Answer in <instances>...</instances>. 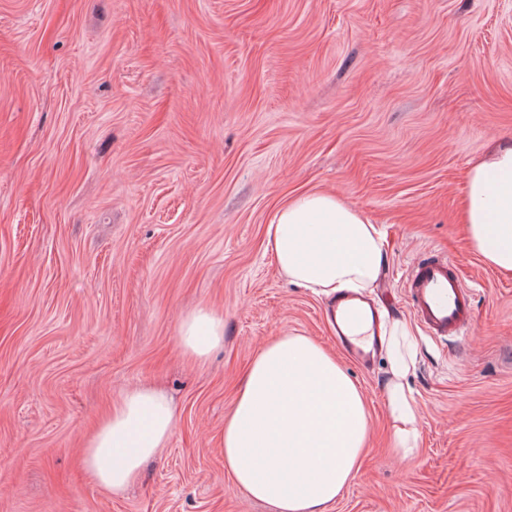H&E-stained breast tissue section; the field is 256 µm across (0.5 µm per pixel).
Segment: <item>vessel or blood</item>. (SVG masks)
<instances>
[{
    "label": "vessel or blood",
    "mask_w": 512,
    "mask_h": 512,
    "mask_svg": "<svg viewBox=\"0 0 512 512\" xmlns=\"http://www.w3.org/2000/svg\"><path fill=\"white\" fill-rule=\"evenodd\" d=\"M408 297L416 318L435 337L459 336L471 327L472 297L460 276L444 258H430L413 267L408 283ZM326 317L333 330L339 331L344 350L358 363L370 364L374 352L355 345L340 332L341 320L355 321L347 298H338Z\"/></svg>",
    "instance_id": "b4317fda"
}]
</instances>
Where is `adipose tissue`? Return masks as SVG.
I'll return each instance as SVG.
<instances>
[{
    "instance_id": "1",
    "label": "adipose tissue",
    "mask_w": 512,
    "mask_h": 512,
    "mask_svg": "<svg viewBox=\"0 0 512 512\" xmlns=\"http://www.w3.org/2000/svg\"><path fill=\"white\" fill-rule=\"evenodd\" d=\"M461 222L473 251L512 272V142L499 141L466 174ZM267 244L288 280L327 300L376 287L385 269L383 234L343 197L297 194L277 207ZM365 346L380 338L388 356L386 406L393 448L414 458L417 401L409 386L417 340L402 321L353 330ZM224 339L222 314L202 308L182 318L179 345L200 359ZM174 408L160 391L127 394L102 416L85 442L83 467L103 489L123 495L143 465L168 443ZM369 432L362 393L334 356L302 335L277 336L257 353L234 413L224 423V467L248 496L273 512H327L354 478Z\"/></svg>"
}]
</instances>
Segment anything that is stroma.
<instances>
[{"label": "stroma", "instance_id": "1", "mask_svg": "<svg viewBox=\"0 0 512 512\" xmlns=\"http://www.w3.org/2000/svg\"><path fill=\"white\" fill-rule=\"evenodd\" d=\"M512 139V0H0V512H271L224 468L245 370L322 344L370 412L328 512H512V273L459 222L470 164ZM305 190L382 226L372 299L418 340L416 458L389 446L384 357L337 344L324 298L279 273L265 226ZM472 293L439 340L406 292L426 253ZM210 307L203 362L179 323ZM143 385L176 408L125 495L82 470L101 414ZM224 341L222 314L202 308L182 318L179 324V345L190 357L202 359Z\"/></svg>", "mask_w": 512, "mask_h": 512}]
</instances>
